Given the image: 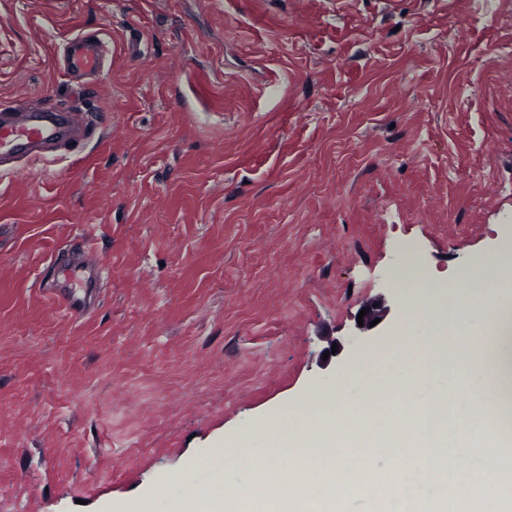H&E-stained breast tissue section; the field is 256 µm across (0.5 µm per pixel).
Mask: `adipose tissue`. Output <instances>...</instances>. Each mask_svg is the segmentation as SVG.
Masks as SVG:
<instances>
[{
  "label": "adipose tissue",
  "mask_w": 512,
  "mask_h": 512,
  "mask_svg": "<svg viewBox=\"0 0 512 512\" xmlns=\"http://www.w3.org/2000/svg\"><path fill=\"white\" fill-rule=\"evenodd\" d=\"M409 287L403 324L386 350L413 354L410 372L380 386L378 357L360 360L352 368L366 387L360 403L349 405L338 396L314 399L307 415L280 414L274 445L293 460V467L260 463L249 485L237 491L224 488L220 476L225 466L247 455L245 442H238L225 450L223 460L204 459L214 480L190 489L180 512H349L348 499L336 493L342 485L353 496L368 491L389 501L400 495L402 477L394 469L377 470L372 459L379 454L405 458L445 481L446 491L423 502L418 512H512V440L503 438L487 416L488 408L501 407L504 396L512 395V305L501 300L503 290L512 288V257H500L494 285L482 293L483 311L496 330L497 357L484 365L491 385L462 419L454 413L460 382L470 367L469 356L484 352L486 338L464 327L470 309L457 276L413 281ZM418 319L431 326L421 342L409 334ZM432 367L446 375L448 387L421 410L413 403L416 384ZM340 416L348 427L339 433L334 422ZM473 460L480 462L483 477H468Z\"/></svg>",
  "instance_id": "adipose-tissue-1"
}]
</instances>
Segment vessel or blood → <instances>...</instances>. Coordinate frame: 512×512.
<instances>
[{"mask_svg": "<svg viewBox=\"0 0 512 512\" xmlns=\"http://www.w3.org/2000/svg\"><path fill=\"white\" fill-rule=\"evenodd\" d=\"M65 73L77 82L99 76L105 63L100 38L80 35L62 48ZM89 126L75 109L40 103L21 112L0 103V165L26 159H45L82 144ZM107 272L92 248H83L77 257L55 267L50 294L66 314L80 317L90 312L103 286Z\"/></svg>", "mask_w": 512, "mask_h": 512, "instance_id": "1", "label": "vessel or blood"}]
</instances>
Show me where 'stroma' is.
<instances>
[{"label":"stroma","instance_id":"obj_1","mask_svg":"<svg viewBox=\"0 0 512 512\" xmlns=\"http://www.w3.org/2000/svg\"><path fill=\"white\" fill-rule=\"evenodd\" d=\"M80 33L108 53L77 99ZM43 100L98 133L0 175V512H173L238 437L245 487L280 411L361 400L402 324L353 333L366 302L512 254V0H0V102ZM87 236L108 278L73 319L41 273ZM375 464L403 492L351 512L439 488Z\"/></svg>","mask_w":512,"mask_h":512}]
</instances>
